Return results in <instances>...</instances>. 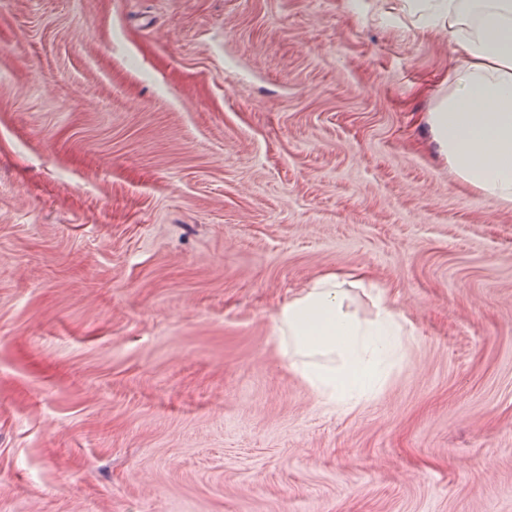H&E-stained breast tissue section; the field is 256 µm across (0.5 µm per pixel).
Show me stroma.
<instances>
[{
  "instance_id": "35a3bbf8",
  "label": "stroma",
  "mask_w": 512,
  "mask_h": 512,
  "mask_svg": "<svg viewBox=\"0 0 512 512\" xmlns=\"http://www.w3.org/2000/svg\"><path fill=\"white\" fill-rule=\"evenodd\" d=\"M452 48L343 0H0V512H512V203L437 160ZM408 336L325 405L273 320ZM365 287L361 270L326 272L288 300L274 324L289 368L328 405L370 399L386 381L380 365L400 357L405 330L381 291L369 289L372 318L350 309L352 291Z\"/></svg>"
}]
</instances>
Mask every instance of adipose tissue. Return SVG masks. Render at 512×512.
<instances>
[{"instance_id": "ef3b65f1", "label": "adipose tissue", "mask_w": 512, "mask_h": 512, "mask_svg": "<svg viewBox=\"0 0 512 512\" xmlns=\"http://www.w3.org/2000/svg\"><path fill=\"white\" fill-rule=\"evenodd\" d=\"M379 20L448 40L455 64L424 121L438 156L487 199L512 203V0H391ZM361 270L330 271L284 304L274 335L288 366L328 405H356L386 381L405 330L385 295L363 319L350 308Z\"/></svg>"}]
</instances>
